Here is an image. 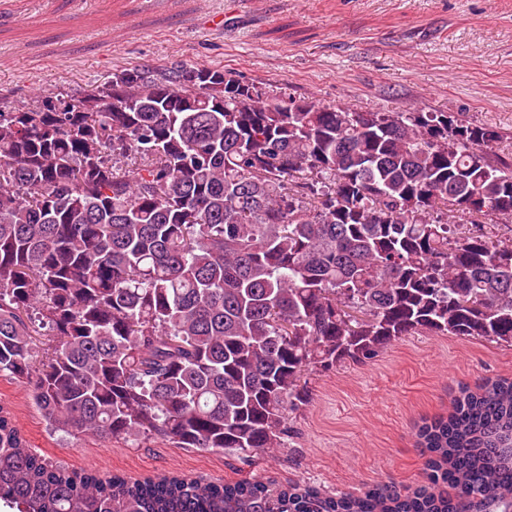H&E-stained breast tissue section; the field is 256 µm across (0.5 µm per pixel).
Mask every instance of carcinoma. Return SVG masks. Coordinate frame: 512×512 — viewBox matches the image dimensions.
I'll list each match as a JSON object with an SVG mask.
<instances>
[{
  "label": "carcinoma",
  "mask_w": 512,
  "mask_h": 512,
  "mask_svg": "<svg viewBox=\"0 0 512 512\" xmlns=\"http://www.w3.org/2000/svg\"><path fill=\"white\" fill-rule=\"evenodd\" d=\"M451 112L269 95L220 68L112 73L0 108V374L49 428L253 458L312 368L414 333L512 346V162ZM485 223L471 232L456 219ZM55 345L33 369V337ZM430 484L326 495L255 478L131 481L30 451L0 407L17 512H512V379L424 422Z\"/></svg>",
  "instance_id": "carcinoma-1"
}]
</instances>
